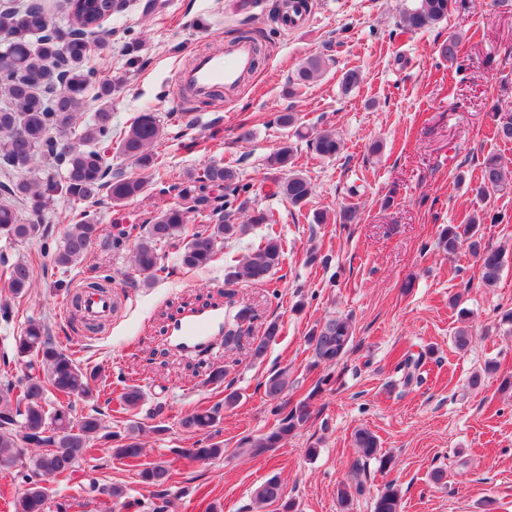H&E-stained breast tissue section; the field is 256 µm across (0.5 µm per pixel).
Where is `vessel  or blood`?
<instances>
[{
  "label": "vessel or blood",
  "instance_id": "obj_1",
  "mask_svg": "<svg viewBox=\"0 0 512 512\" xmlns=\"http://www.w3.org/2000/svg\"><path fill=\"white\" fill-rule=\"evenodd\" d=\"M254 54L252 43L244 40L222 53L195 55L191 65L182 71L179 84L200 99L208 98L219 89L235 91L242 76L252 71ZM82 311L88 322L98 324L108 320L112 314L111 295L97 292L85 294ZM209 330L206 319H193L186 324L181 342L191 347L204 344Z\"/></svg>",
  "mask_w": 512,
  "mask_h": 512
}]
</instances>
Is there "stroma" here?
<instances>
[{
  "instance_id": "stroma-1",
  "label": "stroma",
  "mask_w": 512,
  "mask_h": 512,
  "mask_svg": "<svg viewBox=\"0 0 512 512\" xmlns=\"http://www.w3.org/2000/svg\"><path fill=\"white\" fill-rule=\"evenodd\" d=\"M281 0H125L105 26L112 39L93 49L89 64L112 80V138L120 140L133 117H159L164 138L160 167L152 185L123 206L95 207L106 229L145 224L178 203L162 183H187L213 160L233 166L240 180L261 185L266 157L284 141L298 149L296 168L314 193L296 208L283 197L258 193L272 209L288 257L275 275L278 293L262 285L226 284L234 261L264 233L225 240L224 257L203 270H177L151 285L128 288L120 278L130 267L129 248H95L71 271L39 278L36 288L12 301L0 278V305L13 318L0 320V350L10 348L28 319L50 324L63 347L120 390L136 384L144 400L135 413L105 412L106 430L123 431L141 422L144 462L167 461L172 476L165 492L139 482L129 462L110 458L102 441L69 475L48 481L51 507L64 512H275L254 500L258 485L278 476L298 512L341 511L340 485H362L348 511L372 512L388 484L401 494V512H512V331L500 323L512 308V191L488 204L473 188L483 160L499 156L512 163V142L495 136L492 108H512V0H452L448 18L414 34H400L403 8L413 0H310L305 27H283ZM262 48L251 76L234 95L217 93L210 104L177 99L178 74L194 53L225 49L241 34ZM461 40L457 62L439 51L448 37ZM320 55L325 74L298 95L288 93L301 63ZM359 70L362 81L343 90L344 72ZM196 113L193 129L181 131L174 112ZM297 113L308 130H336L342 148L322 158L292 130L280 127L282 112ZM379 151H372V144ZM355 212L352 222L341 219ZM328 221L317 224L315 212ZM476 218L486 245L503 249L506 264L496 284L480 279L468 249L447 256L437 247L440 231L465 217ZM316 262H309L310 253ZM112 275L117 308L98 330H88L66 308V297L87 280ZM249 309L252 335L278 319L281 332L264 359L252 360L247 345L216 346L183 353L173 347L177 327L193 314L211 320L212 336ZM349 317L352 351L336 367L314 366L306 342L309 330L326 320ZM472 340L457 349L456 328ZM430 351L421 383H395L394 365L405 352ZM471 388L473 374L485 373ZM233 378L240 399L222 410L218 424L224 443L219 460H188L192 447L180 419L197 407L224 398L205 379L215 367ZM287 369L286 397H312L315 413L281 447L254 455L240 451L246 436L258 437L276 423L264 384ZM331 375L330 385L317 381ZM374 433L396 464L379 469L359 463L352 444L356 429ZM317 444L316 457L304 450ZM445 478L436 484L434 470ZM116 485L122 497L93 491V484Z\"/></svg>"
}]
</instances>
